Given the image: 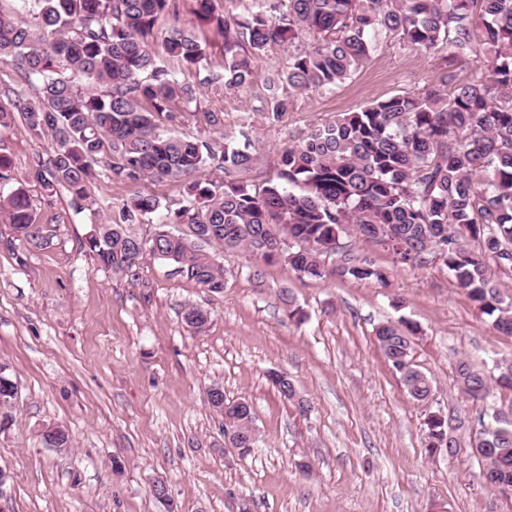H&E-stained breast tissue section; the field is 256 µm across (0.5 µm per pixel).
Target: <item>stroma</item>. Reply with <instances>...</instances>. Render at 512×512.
Wrapping results in <instances>:
<instances>
[{"instance_id":"35a3bbf8","label":"stroma","mask_w":512,"mask_h":512,"mask_svg":"<svg viewBox=\"0 0 512 512\" xmlns=\"http://www.w3.org/2000/svg\"><path fill=\"white\" fill-rule=\"evenodd\" d=\"M287 59L270 46L254 61L252 87L196 89V112L176 130L204 140L251 125L256 158L249 179L274 172L281 149L312 125L356 112L373 99L435 85L444 62L392 41L338 92L310 89L291 98L284 122L262 123L267 79ZM218 115L206 124L203 112ZM15 183L29 193L50 238L32 249L0 221V362L17 395L0 431V512H512V496L487 486L473 448L480 408L512 411V393L491 390L485 405L467 400L455 374L458 360L493 370L512 359V336L497 333L452 282L440 261L394 264L380 247L350 245L390 272L389 287L332 277L298 278L266 267L253 279V257L214 247L225 270L213 294L148 261L141 281L102 269L85 243L89 213H75L66 193L46 196L35 160L54 147L32 137L21 117L0 131ZM92 193L105 217H117L136 194L175 202L180 187L145 179L115 183L100 177ZM289 293L307 315L289 319L280 299ZM206 310L201 332L183 321L189 306ZM408 319L420 333L413 361L432 383L425 403L412 400L380 351L375 327ZM286 372L300 415L268 380ZM219 387L246 399L258 440L240 457L224 442L223 417L208 401ZM448 422L451 451L429 452L425 419ZM64 427L67 450L47 447L43 433ZM310 462L302 473L300 462ZM163 478L168 502L152 483Z\"/></svg>"}]
</instances>
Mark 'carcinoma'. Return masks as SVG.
<instances>
[{
    "label": "carcinoma",
    "instance_id": "carcinoma-1",
    "mask_svg": "<svg viewBox=\"0 0 512 512\" xmlns=\"http://www.w3.org/2000/svg\"><path fill=\"white\" fill-rule=\"evenodd\" d=\"M17 12H0V63L16 62L34 83L15 109L34 137L49 134L55 147L36 161V177L48 196L64 191L76 212L92 222L86 246L115 275L140 280L149 258L177 268V275L211 293L224 292V266L209 247L242 249L263 266L284 264L300 278L328 276L389 284V272L348 246L332 253L323 246L344 238L371 242L390 234L393 262L423 266L445 254L457 287L500 334L512 335V297L501 292L500 267L512 268V0H253L240 18L198 0L197 20L224 39V67L201 71L207 46L178 22L159 31L175 14L174 0H18ZM162 36L167 57L180 72L204 73L200 82L235 91L255 79L253 61L272 44L293 46L305 35L309 50L288 52L280 75L266 83L269 126L282 123L291 96L311 88H340L380 48L395 39L412 51L444 55L448 65L464 56L472 76L447 91L371 101L357 112L313 125L285 147L275 174L261 184L243 177L254 164L250 129L224 133V143L176 131V91L186 106L196 101L190 84L153 49ZM105 164L115 183L166 179L182 185V198L162 204L151 195L130 197L116 219L98 215L92 185ZM224 171L222 181L208 178ZM0 154V216L36 248L48 244L22 186L3 193L10 180ZM157 222L153 238L133 224ZM184 225L187 233L169 227ZM337 257L329 266L325 258ZM493 265H488L487 261ZM204 310L191 306L185 323L200 331ZM419 328L400 319L375 328L380 350L400 374L408 396L428 400L431 381L412 364ZM498 375L459 361L463 395L483 402L490 386L512 391ZM271 381L287 400L295 397L279 372ZM16 395L8 371L0 373V405ZM224 428L239 435L231 444L242 457L255 447L248 401L210 400ZM478 416L475 449L486 463L490 484L512 485V422ZM426 448L452 447L448 424L432 413Z\"/></svg>",
    "mask_w": 512,
    "mask_h": 512
}]
</instances>
